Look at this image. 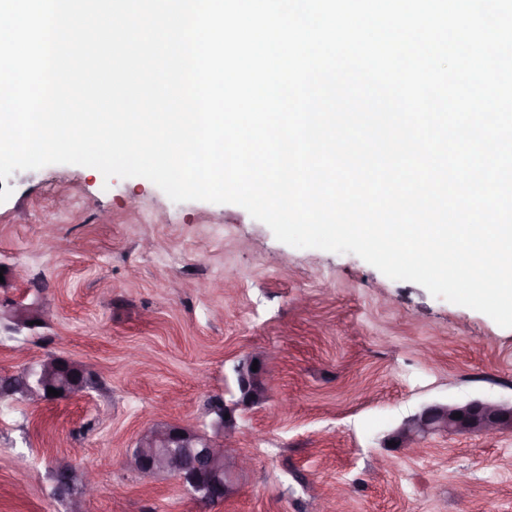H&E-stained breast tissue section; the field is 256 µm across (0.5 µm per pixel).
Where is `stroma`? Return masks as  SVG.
<instances>
[{
  "label": "stroma",
  "instance_id": "stroma-1",
  "mask_svg": "<svg viewBox=\"0 0 512 512\" xmlns=\"http://www.w3.org/2000/svg\"><path fill=\"white\" fill-rule=\"evenodd\" d=\"M7 184L0 303L25 295L50 317L0 331V372L62 355L100 381L0 404V512H201L174 479L124 459L153 423H210L209 398L232 400L235 366L257 353L272 389L238 416L251 468L208 512H512V435H431L415 453L387 442L430 404L511 401L512 328L142 177L54 164ZM63 455L97 472V495L53 497Z\"/></svg>",
  "mask_w": 512,
  "mask_h": 512
}]
</instances>
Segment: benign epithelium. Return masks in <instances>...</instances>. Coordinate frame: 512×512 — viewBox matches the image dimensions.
<instances>
[{"label":"benign epithelium","instance_id":"7a95c632","mask_svg":"<svg viewBox=\"0 0 512 512\" xmlns=\"http://www.w3.org/2000/svg\"><path fill=\"white\" fill-rule=\"evenodd\" d=\"M44 318L38 302L13 301L0 319L15 333ZM257 370H252V366ZM237 397L228 404L217 396L208 403L214 415L211 431L183 422L161 423L143 430L126 456L129 469L146 476L174 478L197 504L210 507L237 492L235 476L245 471L246 462L237 454L233 438L238 431L236 411L265 404L269 398L268 358L261 353L236 366ZM97 373L76 361L52 357L42 364L39 382L32 384L28 373L0 380V402L23 398L44 404L87 394L94 388ZM60 391L47 395V388ZM460 417H454V414ZM512 434V403L472 400L466 403L433 404L405 419L392 435L403 448L414 449L429 435L465 436ZM54 496L60 499L77 490L92 495L97 489L93 472L77 467L66 458L53 462Z\"/></svg>","mask_w":512,"mask_h":512}]
</instances>
